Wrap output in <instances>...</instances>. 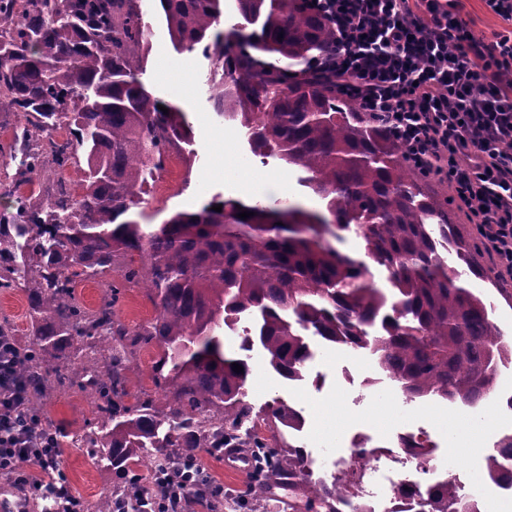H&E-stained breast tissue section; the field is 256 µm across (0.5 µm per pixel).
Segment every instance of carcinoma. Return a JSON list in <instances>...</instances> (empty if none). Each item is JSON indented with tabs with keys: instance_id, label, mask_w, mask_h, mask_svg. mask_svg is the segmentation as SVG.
<instances>
[{
	"instance_id": "carcinoma-1",
	"label": "carcinoma",
	"mask_w": 512,
	"mask_h": 512,
	"mask_svg": "<svg viewBox=\"0 0 512 512\" xmlns=\"http://www.w3.org/2000/svg\"><path fill=\"white\" fill-rule=\"evenodd\" d=\"M159 2L176 47L204 44L230 77L218 100L234 97L241 111L231 118L251 149L296 168L324 210L215 196L155 227L140 223L143 187L158 178L172 146L190 142V128L138 77L149 32L135 0H0V112L23 120L12 145L21 154L16 184L48 163L63 170L86 161L78 187L59 180L20 223L0 224V288L25 292L35 336L17 369L37 383L29 413L51 433L42 419L48 387L91 396L98 422L81 440L122 472L143 462L189 467L195 449L223 448L227 429L253 420L265 434L231 445L267 449L274 475L288 479V510L299 512L301 496L304 512H342L348 479L294 492L309 463L286 435L300 430L301 414L284 404L254 411L245 400L250 365L225 353L224 328L258 316L267 364L288 381L302 378L314 337L369 352L409 400L481 408L499 398L498 367L512 362V344L493 320L494 306L448 266L446 252L453 246L469 272L485 278L474 259L482 249L455 224L448 201L430 193L428 178L406 165L402 147L336 93L323 66L336 36L309 0H238L258 29L227 41L211 36L221 0ZM63 125L66 140L30 145ZM219 204L222 211L212 210ZM243 211L252 216L237 217ZM332 226L363 240L366 257L386 270L388 290L374 284L365 262L325 240ZM113 273L100 307L77 302L79 283ZM127 283L143 285L155 307L144 325H127L112 310ZM77 337L82 354L73 356ZM152 344L161 348V393L128 404L126 370L138 348ZM507 461L487 455L483 477L499 480ZM134 490L131 499L104 495L92 509L141 512L158 492ZM414 512L477 510L448 469L422 488Z\"/></svg>"
}]
</instances>
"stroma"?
Segmentation results:
<instances>
[{"label":"stroma","instance_id":"35a3bbf8","mask_svg":"<svg viewBox=\"0 0 512 512\" xmlns=\"http://www.w3.org/2000/svg\"><path fill=\"white\" fill-rule=\"evenodd\" d=\"M461 3V15L475 37L489 42L498 34L512 32V22L489 11L484 0ZM136 5L150 28L140 78L151 98L181 108L193 139L192 146L177 150L175 177L163 175L146 186L142 223H164L173 213L198 210L217 195L245 198L250 182L258 180L263 183L261 201L267 206L290 203L319 208V199L299 184L295 172L276 158L251 151L238 122L229 117L235 104L217 102L212 57L198 50L177 52L159 0H136ZM17 166V159L0 153V221L8 224L17 222L22 205L38 202L41 186L61 177L73 183L81 178L77 168L58 171L49 166L19 187L13 179ZM4 321L11 325L18 343L32 344L27 301L21 291L0 288V323ZM250 326L249 319H241L226 331L224 343L227 352L247 358L251 366L246 399L257 411L283 403L301 412L305 426L297 444L304 448L312 466H320L343 448L394 446L399 434L411 432L436 448L443 462L452 463L465 483L470 469L480 465L478 449L512 433V418L493 404L477 410L406 400L378 372L373 357L358 350L314 347V359L303 379L287 382L267 366L259 348L249 346L245 331ZM160 355L155 345L138 351L126 382L130 397L156 393L153 366ZM42 417L65 437L63 470L71 494L79 505L95 502L117 483L118 476L107 459L89 457L74 440L96 423L92 398L75 388H51L43 400ZM196 455L213 484L224 490V512H247L242 501L252 474H226L223 457L208 454L206 449H197Z\"/></svg>","mask_w":512,"mask_h":512}]
</instances>
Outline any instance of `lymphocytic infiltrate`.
<instances>
[{
    "label": "lymphocytic infiltrate",
    "instance_id": "obj_1",
    "mask_svg": "<svg viewBox=\"0 0 512 512\" xmlns=\"http://www.w3.org/2000/svg\"><path fill=\"white\" fill-rule=\"evenodd\" d=\"M336 31V89L384 122L406 161L448 182L499 278L512 281V35L476 39L457 0H314ZM0 336V476L54 490L59 449L39 443Z\"/></svg>",
    "mask_w": 512,
    "mask_h": 512
}]
</instances>
